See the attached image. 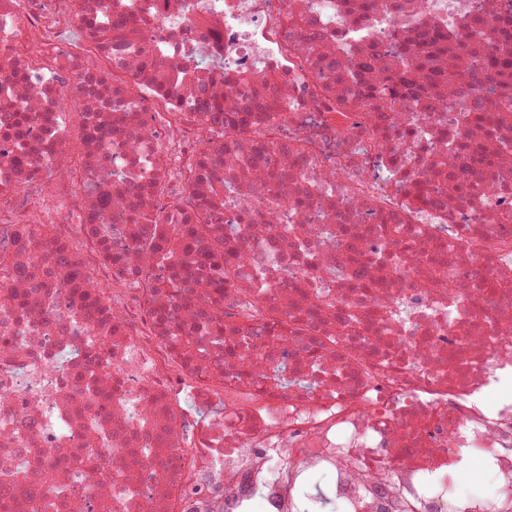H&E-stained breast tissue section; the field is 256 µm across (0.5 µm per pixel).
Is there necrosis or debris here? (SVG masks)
<instances>
[{
	"label": "necrosis or debris",
	"instance_id": "necrosis-or-debris-1",
	"mask_svg": "<svg viewBox=\"0 0 512 512\" xmlns=\"http://www.w3.org/2000/svg\"><path fill=\"white\" fill-rule=\"evenodd\" d=\"M71 91L89 161L72 173ZM17 111L13 512H234L248 472L264 512L512 503V0H0V112ZM161 211L198 264L181 299L135 247ZM212 236L234 282L202 265ZM212 305L219 345L195 333ZM462 448L489 492L462 488Z\"/></svg>",
	"mask_w": 512,
	"mask_h": 512
}]
</instances>
